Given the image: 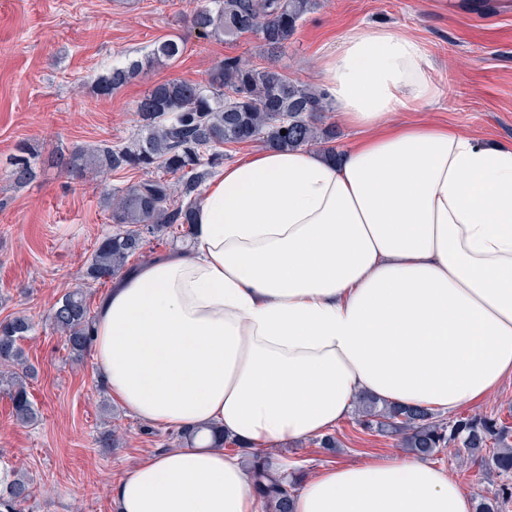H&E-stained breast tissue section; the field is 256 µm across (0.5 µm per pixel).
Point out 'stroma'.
<instances>
[{"label":"stroma","instance_id":"1","mask_svg":"<svg viewBox=\"0 0 512 512\" xmlns=\"http://www.w3.org/2000/svg\"><path fill=\"white\" fill-rule=\"evenodd\" d=\"M193 0H0V320L30 318L22 342L36 368L27 384L38 410L18 425L0 393V471L20 468L31 499L17 512H115L111 486L134 463L176 445L173 431L142 422L114 406L93 354L75 362L46 323L52 305L86 287L98 310L107 286L79 277L98 240L111 232L105 199L142 177L119 171L98 178L60 172L52 155L103 142H127L139 122L135 102L154 84L204 81L227 56L274 64L291 79L322 89L316 61L349 28L387 26L425 47L438 87L434 104L409 120H425L492 141H512V0H317L287 48L262 56L260 41L202 35L187 16ZM185 44L172 64L99 95L96 80L112 66L148 54L155 41ZM35 158L36 178L9 176L18 146ZM350 415L332 430L338 452L318 438L289 442L273 454L281 469L308 472L339 461L398 454L395 438L363 430ZM120 425L122 447L100 448L101 432ZM474 500L493 497L503 482L475 463H460L455 448L435 454Z\"/></svg>","mask_w":512,"mask_h":512}]
</instances>
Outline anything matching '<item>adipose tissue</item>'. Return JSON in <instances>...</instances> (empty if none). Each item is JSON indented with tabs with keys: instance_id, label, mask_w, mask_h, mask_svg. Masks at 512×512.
Segmentation results:
<instances>
[{
	"instance_id": "1",
	"label": "adipose tissue",
	"mask_w": 512,
	"mask_h": 512,
	"mask_svg": "<svg viewBox=\"0 0 512 512\" xmlns=\"http://www.w3.org/2000/svg\"><path fill=\"white\" fill-rule=\"evenodd\" d=\"M317 69L360 139L329 158L265 149L224 166L190 253L113 281L100 378L137 419L200 428L135 463L118 512H260L240 455L324 433L358 396L451 414L512 379V143L407 121L438 88L421 42L352 28ZM294 512H474L447 467L377 455L324 467Z\"/></svg>"
}]
</instances>
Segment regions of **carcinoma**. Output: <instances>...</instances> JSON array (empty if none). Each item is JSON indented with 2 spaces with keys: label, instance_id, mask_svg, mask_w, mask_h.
<instances>
[{
  "label": "carcinoma",
  "instance_id": "cac0c4a2",
  "mask_svg": "<svg viewBox=\"0 0 512 512\" xmlns=\"http://www.w3.org/2000/svg\"><path fill=\"white\" fill-rule=\"evenodd\" d=\"M314 5L315 0H208L193 10L190 23L206 35L254 34L264 53L272 56L288 47L298 22ZM183 51L180 40L155 42L147 56L112 67L98 82L99 94H112L154 65L175 62ZM329 106L326 94L241 56L219 61L203 82L168 80L154 85L135 102L139 129L131 139L115 145L105 142L90 152L77 149L56 159L69 174L139 170L145 175L108 198L115 231L97 243L82 271L83 280L105 284L134 270L128 266L131 258H148L154 253L150 244L167 236L173 242L191 241L202 186L224 165L226 144L259 141L268 149L318 146L335 155L336 130L317 123L318 114ZM35 176L32 158L20 151L11 163L10 177L25 184ZM48 319L72 359H83L91 349L95 322L87 292L77 288L63 295ZM31 328L25 316L0 321V391L21 425L38 418L26 382L31 367L20 346ZM357 407L361 426L396 437L409 454L427 459L453 445L486 470L512 475V431L492 417L443 422L426 409L392 406L367 395L359 398ZM247 464L252 472L250 490L266 512H293L300 474L275 471L257 458ZM31 494L26 473L14 471L1 478L0 512H16ZM511 501L512 484L504 483L494 497L481 500L476 512H502Z\"/></svg>",
  "mask_w": 512,
  "mask_h": 512
}]
</instances>
